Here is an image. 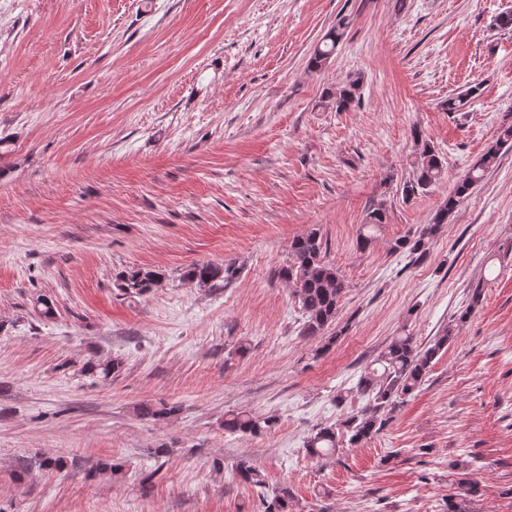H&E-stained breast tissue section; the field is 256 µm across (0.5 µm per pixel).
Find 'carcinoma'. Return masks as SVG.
Masks as SVG:
<instances>
[{
    "label": "carcinoma",
    "instance_id": "obj_1",
    "mask_svg": "<svg viewBox=\"0 0 512 512\" xmlns=\"http://www.w3.org/2000/svg\"><path fill=\"white\" fill-rule=\"evenodd\" d=\"M348 23L340 21L332 27L315 47L308 60V69L322 71L336 52L345 34ZM362 77L349 76L342 81L336 91H325L326 106L337 112H346L352 104L360 100ZM479 87H470L448 96L445 109L460 112L475 97ZM414 140L422 142V147L413 162L412 178L402 185L403 197L409 199L428 192L441 179L444 173L443 159L439 151L428 140L422 139L419 131H413ZM512 149V124L501 128L495 147L489 149L468 172L460 178L436 210L430 223L421 227L418 233L396 239L392 250L404 252L420 260L427 256L428 245L442 226L448 223V217L458 205L468 197L474 186L481 181L485 171L495 162L503 148ZM387 212L379 204L367 210L363 227L366 232L359 235L360 246L366 247L372 241L378 227L386 223ZM242 267L233 261L222 263L195 262L188 265L182 279L200 287L225 288L237 280ZM164 273L157 269L131 267L119 272L115 278V287L129 298L142 297L160 285ZM273 278L294 288L295 296L302 311L303 323L301 335L320 340L316 354L329 352L336 345L342 331L328 332L336 322L341 298L347 285L336 267L326 260V247L320 230L311 228L295 237L289 247V260L276 268ZM456 337L455 328L448 326L442 334L435 337L426 347L416 344L410 335L395 338L377 359V366L366 367L358 380V391L367 396L369 405L346 416L342 422L345 437L351 445L361 444L378 434L390 420V414L407 397L414 394L425 381L433 361L448 347ZM120 367V362H92L87 372L98 377L108 378ZM180 411L176 404L161 401L153 406H144L141 413L154 420L168 419ZM277 419L255 416L246 411H232L224 417V431L240 436L259 435L272 430ZM338 432L332 426L319 427L306 441V450L314 458H324L336 453ZM237 472L242 481L256 487H264L260 472L247 461L238 464ZM463 494L461 500L448 499L447 512H466V497L476 493L468 480L459 481ZM264 512H295L296 506L290 490L282 487L264 497Z\"/></svg>",
    "mask_w": 512,
    "mask_h": 512
}]
</instances>
